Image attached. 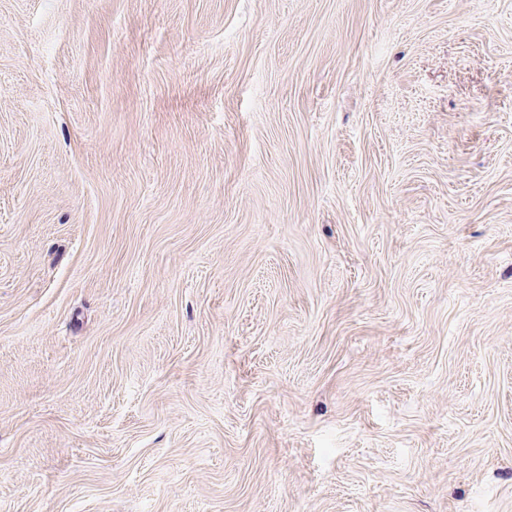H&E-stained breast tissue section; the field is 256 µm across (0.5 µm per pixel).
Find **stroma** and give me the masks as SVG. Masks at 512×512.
I'll return each mask as SVG.
<instances>
[{"instance_id":"stroma-1","label":"stroma","mask_w":512,"mask_h":512,"mask_svg":"<svg viewBox=\"0 0 512 512\" xmlns=\"http://www.w3.org/2000/svg\"><path fill=\"white\" fill-rule=\"evenodd\" d=\"M0 512H512V0H0Z\"/></svg>"}]
</instances>
